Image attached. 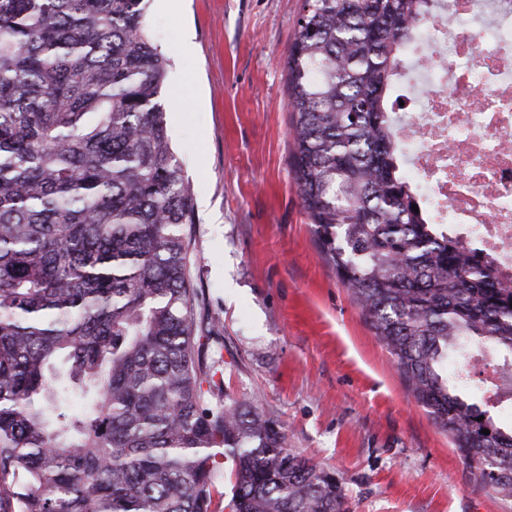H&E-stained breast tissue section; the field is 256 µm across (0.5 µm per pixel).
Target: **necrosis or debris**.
<instances>
[{
	"label": "necrosis or debris",
	"instance_id": "4bbe7bcc",
	"mask_svg": "<svg viewBox=\"0 0 512 512\" xmlns=\"http://www.w3.org/2000/svg\"><path fill=\"white\" fill-rule=\"evenodd\" d=\"M401 84L393 133L432 223L512 274V0H434Z\"/></svg>",
	"mask_w": 512,
	"mask_h": 512
}]
</instances>
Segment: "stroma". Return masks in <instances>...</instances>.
I'll return each mask as SVG.
<instances>
[{
    "mask_svg": "<svg viewBox=\"0 0 512 512\" xmlns=\"http://www.w3.org/2000/svg\"><path fill=\"white\" fill-rule=\"evenodd\" d=\"M303 0H150L168 135L194 187L192 274L218 323L207 361L336 474L350 512H512L408 392L320 259L297 193L288 49ZM192 34L194 48L185 50Z\"/></svg>",
    "mask_w": 512,
    "mask_h": 512,
    "instance_id": "1",
    "label": "stroma"
}]
</instances>
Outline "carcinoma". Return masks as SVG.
I'll use <instances>...</instances> for the list:
<instances>
[{"label":"carcinoma","instance_id":"carcinoma-1","mask_svg":"<svg viewBox=\"0 0 512 512\" xmlns=\"http://www.w3.org/2000/svg\"><path fill=\"white\" fill-rule=\"evenodd\" d=\"M429 0H304L293 173L318 254L411 395L512 498V426L448 372L512 357V278L430 221L391 96ZM145 0H0V512H348L257 402H227L190 271L194 190ZM418 206L413 211L412 206ZM487 429L485 435L481 430Z\"/></svg>","mask_w":512,"mask_h":512}]
</instances>
